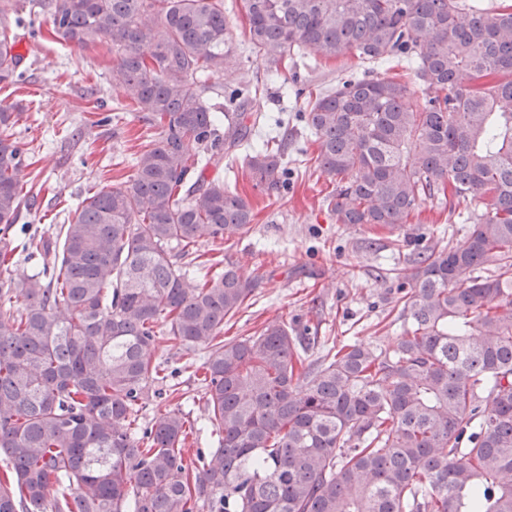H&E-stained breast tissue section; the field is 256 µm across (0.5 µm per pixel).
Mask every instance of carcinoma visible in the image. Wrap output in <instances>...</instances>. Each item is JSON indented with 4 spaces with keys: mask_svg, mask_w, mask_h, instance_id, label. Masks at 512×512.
<instances>
[{
    "mask_svg": "<svg viewBox=\"0 0 512 512\" xmlns=\"http://www.w3.org/2000/svg\"><path fill=\"white\" fill-rule=\"evenodd\" d=\"M244 36L279 69L307 52L365 67L304 97L338 224L404 227L422 203L486 211L465 243L425 248L396 277L392 348L347 344L310 368L288 322L220 339L258 286L237 263L178 265L198 242L249 233L253 207L207 171L241 162L288 191V133L258 136L264 83L235 78L224 113L201 79L232 58L224 0H0V84L21 81L17 30L86 50L108 39L112 82L160 129L127 185L82 200L41 269L0 282V512H512V10L468 0H242ZM404 65L418 82L371 75ZM15 104L0 100V233L27 199ZM495 270L483 274L485 266ZM22 301L18 307L12 299ZM165 342L204 353L202 427L167 408ZM158 415L136 424L147 405Z\"/></svg>",
    "mask_w": 512,
    "mask_h": 512,
    "instance_id": "1",
    "label": "carcinoma"
}]
</instances>
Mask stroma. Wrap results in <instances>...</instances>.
I'll return each instance as SVG.
<instances>
[{"mask_svg":"<svg viewBox=\"0 0 512 512\" xmlns=\"http://www.w3.org/2000/svg\"><path fill=\"white\" fill-rule=\"evenodd\" d=\"M21 39L24 80L0 88L1 98L20 106L14 135L27 151L21 180L33 194L29 208L9 232L17 249L7 274L15 279L32 275L41 266L39 257H28L19 249L25 233L55 239L60 225L85 197L131 180L142 143L158 135L141 113L122 110L123 91L111 79L116 58L110 40L77 51L48 37L25 33ZM233 56L231 73H214L207 80L212 109L223 111L229 77H260L267 85L258 110L271 118H294L300 103L284 96L279 82L269 80V63L240 40ZM356 67L350 56L317 67L304 55L288 71L319 91ZM288 137L289 186L284 196L254 189L248 175H234L229 161L209 171L213 177L237 180L255 212L248 235L199 245L203 260L232 259L245 276L258 282L250 305L225 321L224 336L254 335L275 318L297 321L308 327L307 361L314 365L334 345L357 341L391 348L402 332L395 273H408L406 259L422 244L462 245L470 224L434 202L422 205L398 231L336 223L323 204L329 188L312 162L318 151L314 136L295 121ZM154 357L173 372L175 392L169 407L204 420L202 357L166 347Z\"/></svg>","mask_w":512,"mask_h":512,"instance_id":"obj_1","label":"stroma"}]
</instances>
